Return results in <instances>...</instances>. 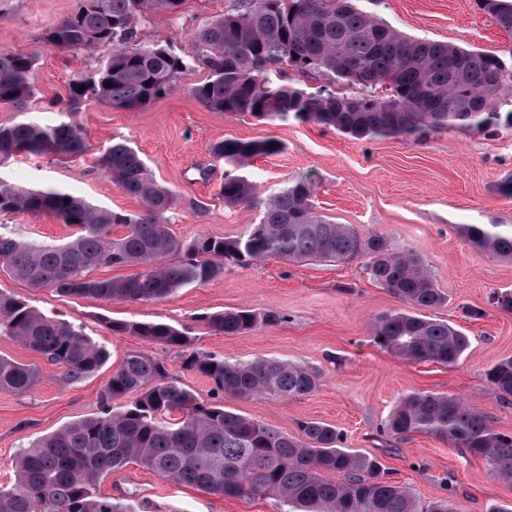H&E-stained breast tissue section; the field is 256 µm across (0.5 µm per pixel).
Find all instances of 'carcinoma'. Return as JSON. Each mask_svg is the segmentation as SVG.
<instances>
[{"label":"carcinoma","mask_w":512,"mask_h":512,"mask_svg":"<svg viewBox=\"0 0 512 512\" xmlns=\"http://www.w3.org/2000/svg\"><path fill=\"white\" fill-rule=\"evenodd\" d=\"M184 2L75 0L73 11L43 39L72 53L99 46L110 53L96 71L72 84L68 119L57 124L26 116L35 96L30 76L36 56L1 50L0 105L15 109L20 119L0 124V164L20 152L80 157L89 145L73 116L84 105L139 109L197 67L208 76L190 93L205 106L269 123H316L358 140L502 124L512 128V66L499 55L409 36L361 9L358 0H237L234 9L195 32L191 56L167 43L138 40L142 23L157 13L175 19ZM481 6L512 33V0H481ZM284 66L308 77H332L345 90L308 92L273 79L271 71ZM82 85L85 89L77 92ZM281 150L275 138L224 139L212 145L213 155L228 168L219 189L224 202L263 207L259 223L235 238L173 236L167 215L179 195L158 183L124 142L112 143L100 165L142 200L139 213L111 211L66 191L29 190L0 179V214L43 211L80 227L75 237L52 246L0 231V269L34 290L59 296L151 301L212 279L228 262L362 259L372 280L405 304L372 323V340L407 361L455 365L469 346L468 337L418 314L445 306L448 295L414 247L330 223L315 212V187L307 179L259 198L242 170L253 158ZM114 225L123 226L125 234L112 237ZM462 233L472 247L512 260V226L465 224ZM115 266H136L139 272L126 278L90 276L95 268ZM275 321L273 314L247 308L208 318L213 330L227 335L247 334ZM109 327L114 336H136L145 343L188 344L182 331L165 323L113 320ZM0 335L61 368L69 384L92 375L109 358L81 330L2 292ZM184 366L211 382L214 400L198 401L149 354L128 353L100 393V414L22 449L14 483L0 489V512H134L97 491L99 479L133 461L176 484L234 498L272 497L281 512H457L446 497L422 506L408 488L387 478L377 458L342 447V434L329 424L300 420L301 436L293 438L224 406L226 398L306 396L317 384L308 368L273 358L231 362L197 351L185 354ZM41 377L39 368L0 356V392L28 393ZM486 381L498 399L512 404V357L488 369ZM172 413L180 414L178 421L165 419ZM381 433L399 439L430 435L489 459L498 476L512 480V434L492 428L484 412L457 397L405 393Z\"/></svg>","instance_id":"cac0c4a2"}]
</instances>
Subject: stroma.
<instances>
[{
	"label": "stroma",
	"instance_id": "1",
	"mask_svg": "<svg viewBox=\"0 0 512 512\" xmlns=\"http://www.w3.org/2000/svg\"><path fill=\"white\" fill-rule=\"evenodd\" d=\"M235 4L187 0L180 18L155 16L140 26L139 38L144 43L165 40L182 54H193L194 32ZM360 6L409 35L493 52L512 65V33L502 30L478 0H361ZM73 7L74 0H15L9 14L0 17V50L37 57L31 77L36 96L28 116L43 124L65 119L71 83L92 73L109 53L102 47L76 55L44 43L45 30ZM207 75L203 68L187 70L167 95L137 110L87 104L75 119L90 153L61 161L22 153L0 164V177L136 213L141 201L98 165L112 142L124 141L139 152L157 181L178 192L168 226L175 237L234 238L258 223L262 211L228 205L219 197L225 165L211 147L229 138L277 139L282 152L255 157L245 170L258 192L268 196L290 179L310 176L317 185V210L328 220L413 246L448 295L447 305L430 310V317L461 330L469 347L455 366L446 367L406 361L374 344L371 321L401 303L370 279L359 259L293 263L267 258L246 267L229 265L223 274L170 297L136 302L64 297L30 289L0 272L1 291L84 326L109 353L94 375L67 384L59 368L0 335V355L39 366L43 373L28 394L0 392V489L14 482L18 453L35 438L100 414V392L128 352L149 353L199 400L211 401L210 383L184 369L182 348L113 335L107 323L116 319L171 324L189 337L192 349L227 360L276 358L305 365L319 375L314 392L290 400L233 399L230 407L291 436L303 419L334 426L344 447L378 458L389 479L422 503L448 494L460 512L512 505V481L497 477L488 459L425 434L388 445L379 435L397 398L410 391L454 395L482 410L497 431L512 433V405L503 404L485 379L493 364L512 357V314L498 310L492 300L493 292L512 290V261L475 251L460 233L464 224L512 225V200L493 192L512 170V128L357 140L313 123L270 124L211 111L189 93ZM197 166L209 169L208 180L186 179V172ZM1 224L23 240L45 245L67 241L75 232L45 212L0 215ZM238 308L273 311L280 319L244 335L213 331L206 322L209 315ZM471 308L480 309L482 318H469ZM98 490L137 512H280L275 499H237L176 485L136 463L105 475Z\"/></svg>",
	"mask_w": 512,
	"mask_h": 512
}]
</instances>
